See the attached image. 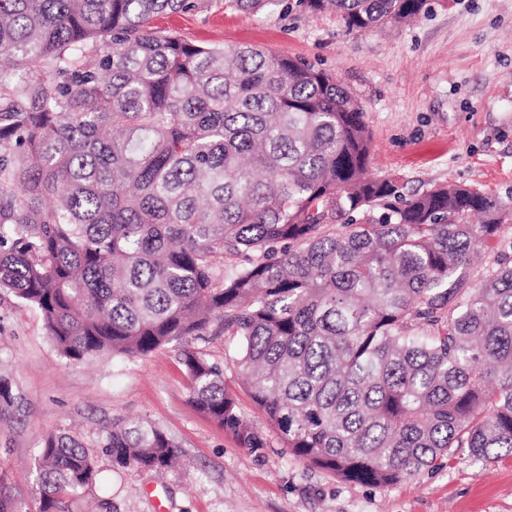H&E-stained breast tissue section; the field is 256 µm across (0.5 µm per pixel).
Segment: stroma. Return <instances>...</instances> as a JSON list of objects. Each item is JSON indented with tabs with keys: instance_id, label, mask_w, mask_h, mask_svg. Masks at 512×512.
Segmentation results:
<instances>
[{
	"instance_id": "stroma-1",
	"label": "stroma",
	"mask_w": 512,
	"mask_h": 512,
	"mask_svg": "<svg viewBox=\"0 0 512 512\" xmlns=\"http://www.w3.org/2000/svg\"><path fill=\"white\" fill-rule=\"evenodd\" d=\"M156 29L198 45H248L299 57L340 79L366 111L371 170L401 194L465 184L512 191V0H425L394 29L345 32L333 13L297 0L245 14L205 0L166 13ZM0 376L21 404L0 410V490L17 512H38L37 451L46 435L96 449L113 420L155 424L184 452L165 475L113 471L100 457L96 484L64 496V512H512V456L473 461L466 449L392 487L354 485L289 455L240 448L188 401L172 348L143 358L70 363L39 312L0 298Z\"/></svg>"
}]
</instances>
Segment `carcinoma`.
Instances as JSON below:
<instances>
[{
	"label": "carcinoma",
	"instance_id": "1",
	"mask_svg": "<svg viewBox=\"0 0 512 512\" xmlns=\"http://www.w3.org/2000/svg\"><path fill=\"white\" fill-rule=\"evenodd\" d=\"M281 0H227L260 13ZM424 0H298L348 32ZM200 0H0V293L68 362L172 346L189 402L259 453L268 434L339 480L387 487L457 448L512 455V194L371 173L365 109L333 74L152 27ZM344 220L342 231L330 230ZM487 261L471 274L477 247ZM239 338L246 424L196 346ZM116 470L164 474L163 429L112 424ZM75 436L38 451L40 512L96 479ZM227 380L229 387L234 390L238 397L244 418L253 426L266 430V423L262 413L253 404L247 393L238 386V380L233 370L226 368Z\"/></svg>",
	"mask_w": 512,
	"mask_h": 512
}]
</instances>
